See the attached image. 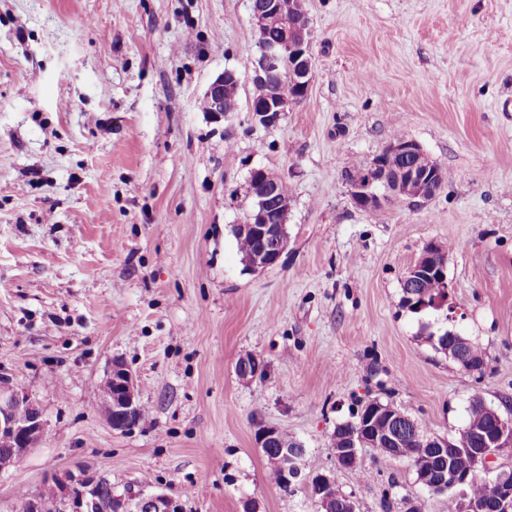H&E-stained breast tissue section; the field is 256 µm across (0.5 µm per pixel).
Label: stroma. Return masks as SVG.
I'll list each match as a JSON object with an SVG mask.
<instances>
[{"label": "stroma", "mask_w": 512, "mask_h": 512, "mask_svg": "<svg viewBox=\"0 0 512 512\" xmlns=\"http://www.w3.org/2000/svg\"><path fill=\"white\" fill-rule=\"evenodd\" d=\"M304 4L309 91L266 128L252 0H0V375L45 420L0 472V512L66 471L184 512H319L272 480L263 426L302 441V473L333 472L357 512H446L408 461L367 450L371 480L337 470L336 424L374 398L449 438L473 398L512 414V0ZM227 70L238 110L217 121L204 95ZM398 131L445 187L356 206L347 175ZM259 168L292 194L286 253L253 270L230 228ZM431 242L453 293L415 314L402 279ZM447 331L483 370L438 350ZM117 360L149 412L127 432L99 397Z\"/></svg>", "instance_id": "1"}]
</instances>
